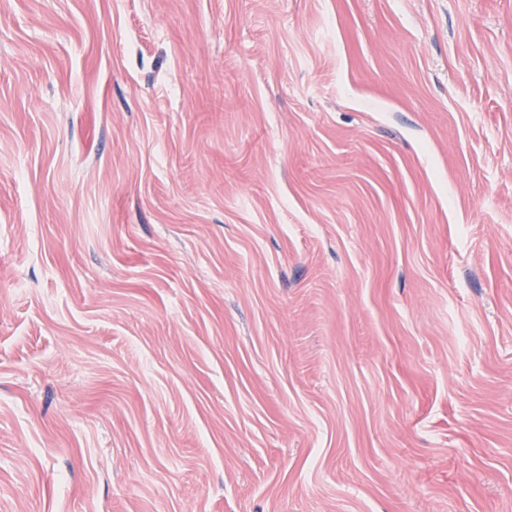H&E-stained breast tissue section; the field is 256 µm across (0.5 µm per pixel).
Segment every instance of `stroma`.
Listing matches in <instances>:
<instances>
[{"label":"stroma","instance_id":"obj_1","mask_svg":"<svg viewBox=\"0 0 512 512\" xmlns=\"http://www.w3.org/2000/svg\"><path fill=\"white\" fill-rule=\"evenodd\" d=\"M0 512H512V0H0Z\"/></svg>","mask_w":512,"mask_h":512}]
</instances>
